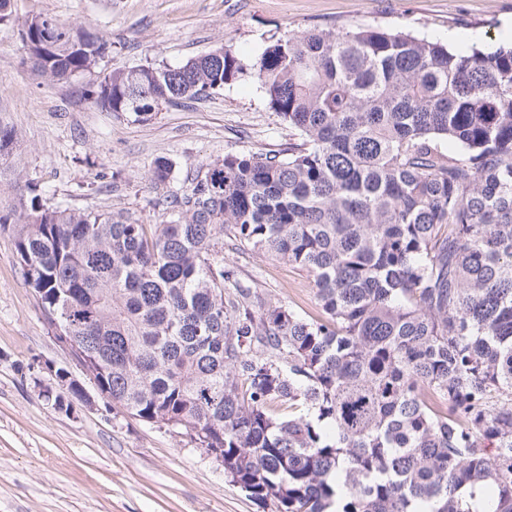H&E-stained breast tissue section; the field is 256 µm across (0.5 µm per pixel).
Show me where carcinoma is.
<instances>
[{"mask_svg": "<svg viewBox=\"0 0 512 512\" xmlns=\"http://www.w3.org/2000/svg\"><path fill=\"white\" fill-rule=\"evenodd\" d=\"M29 18L53 79L109 43ZM252 77L297 136L200 165L170 219L0 209L48 320L87 341L131 416L195 432L274 512H512V46L453 51L377 27L219 48L113 71L92 104L148 121ZM16 140L0 123V166ZM174 163L155 160L166 185ZM250 246L307 272L305 317L218 254Z\"/></svg>", "mask_w": 512, "mask_h": 512, "instance_id": "1", "label": "carcinoma"}]
</instances>
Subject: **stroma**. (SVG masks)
<instances>
[{
	"mask_svg": "<svg viewBox=\"0 0 512 512\" xmlns=\"http://www.w3.org/2000/svg\"><path fill=\"white\" fill-rule=\"evenodd\" d=\"M12 9L13 21L0 25V121L18 140L0 176V206L33 183L46 205L129 211L143 224L166 220L160 199L188 190L199 165L229 152L287 150L292 132L248 76L210 97L161 105L141 122L86 99L105 74L177 65L220 47L249 64L271 39L314 28L373 26L456 51L512 39V0H13ZM40 13L109 42L93 72L59 82L36 69L22 24ZM160 157L175 164L168 188L149 180ZM224 263L316 314L305 271L229 243ZM53 366L80 380L92 404L76 400L64 412L48 403ZM0 512H263L189 437L130 416L97 389L46 320L8 231H0Z\"/></svg>",
	"mask_w": 512,
	"mask_h": 512,
	"instance_id": "1",
	"label": "stroma"
}]
</instances>
